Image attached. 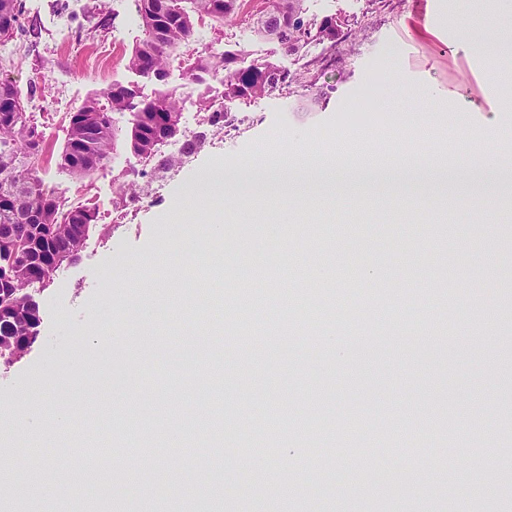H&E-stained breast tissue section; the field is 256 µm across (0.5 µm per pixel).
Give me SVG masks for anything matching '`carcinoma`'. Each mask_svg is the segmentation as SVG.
Masks as SVG:
<instances>
[{
    "label": "carcinoma",
    "mask_w": 512,
    "mask_h": 512,
    "mask_svg": "<svg viewBox=\"0 0 512 512\" xmlns=\"http://www.w3.org/2000/svg\"><path fill=\"white\" fill-rule=\"evenodd\" d=\"M307 0H134L142 36L127 57L129 70L157 85L150 95L135 83H112L70 113L58 165L77 181L90 180L110 167L118 147L136 165L113 177L112 215L126 217L138 201L139 180L179 164L180 155L200 147L206 131L183 141L179 154L164 147L184 136V103L193 100L200 125L220 131L235 121L234 107L271 96L297 81V73L270 56L251 57L247 45L273 42L300 61L314 49L326 51L351 31L355 22L342 14L322 18L309 13ZM207 20L224 28V49L194 48L197 23ZM24 0H0V44L29 37ZM181 68L182 91L168 88L173 63ZM224 86L222 101L211 96V83ZM332 86L311 84L301 99L312 109ZM35 97L14 84H0V101L21 106L0 120V336H12L20 348H31L41 319L26 314L29 288L49 286L53 272L78 257L91 234L106 238L111 225L101 224L90 199L71 201L41 176L37 158L46 151L45 136L26 104ZM128 115V126L116 116Z\"/></svg>",
    "instance_id": "carcinoma-1"
}]
</instances>
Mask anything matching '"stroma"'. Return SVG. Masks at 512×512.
<instances>
[{"label":"stroma","mask_w":512,"mask_h":512,"mask_svg":"<svg viewBox=\"0 0 512 512\" xmlns=\"http://www.w3.org/2000/svg\"><path fill=\"white\" fill-rule=\"evenodd\" d=\"M25 3L39 38L0 46V78L38 86L29 109L49 149L41 176L66 197L96 201L112 227L59 268L48 288L31 287L38 339L18 362L0 365V404L19 400L34 377L55 383L41 401L42 434L0 445V459L14 462L40 448L44 463L32 476L39 493L29 499L35 512L62 467L78 491H102L84 481L75 447L103 436L121 451L112 467L127 489L110 497L108 512H512V231L504 218L512 188L497 212L466 204L512 173V112L502 109L512 86L493 85L462 46L485 0H310L311 13L354 19L355 34L304 63L281 57L302 73L301 84L244 104L254 118L249 128L208 135L164 183L143 180L122 224L112 221V178L134 158L118 150L109 172L79 182L58 168L55 154L69 112L96 90L118 81L153 91L125 66L141 34L133 0ZM450 10L452 31L442 24ZM62 83L64 112L54 99ZM311 83L332 92L305 112L299 99ZM461 127L474 150L471 170L423 187L462 199L444 225L432 211L408 208L412 188L400 165L410 143L430 164L447 155ZM348 131L360 136L349 163L389 174L359 192L366 209L339 192L316 210L294 204L287 218L261 192L216 204L186 196L214 165L236 168L263 157L268 144L286 165L308 149L335 147ZM485 153L500 158L496 172L483 170ZM320 263L336 278L318 285L312 304L322 317L310 331L280 293L303 291L308 269ZM371 265L385 268L383 280L366 276ZM209 268L220 275L203 309L194 287ZM159 279L170 302L142 322L134 306ZM463 295L491 308V317L472 324ZM204 322L223 341L204 359H186L185 339ZM61 407L72 412L73 429L53 424ZM274 414L284 432L261 458L247 460ZM203 418L229 431L218 449L168 441L148 449L141 439L158 421L184 431ZM449 421L468 446L449 442ZM399 429L426 445L413 491L376 488L372 471L348 472L342 455L328 450L348 431L373 444ZM46 433L54 445L44 449ZM197 458L207 467H190ZM172 480L183 485L179 495L168 492Z\"/></svg>","instance_id":"stroma-1"}]
</instances>
